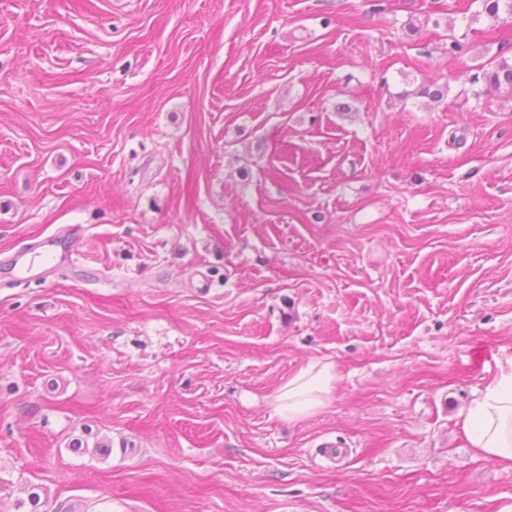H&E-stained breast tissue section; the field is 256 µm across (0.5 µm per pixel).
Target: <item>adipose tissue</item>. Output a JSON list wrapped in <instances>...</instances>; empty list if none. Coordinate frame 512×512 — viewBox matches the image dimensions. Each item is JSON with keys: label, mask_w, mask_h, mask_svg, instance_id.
Instances as JSON below:
<instances>
[{"label": "adipose tissue", "mask_w": 512, "mask_h": 512, "mask_svg": "<svg viewBox=\"0 0 512 512\" xmlns=\"http://www.w3.org/2000/svg\"><path fill=\"white\" fill-rule=\"evenodd\" d=\"M335 378L330 364L310 362L279 389L277 414L297 421L323 408ZM461 426L471 447L512 468V370L501 372L476 392Z\"/></svg>", "instance_id": "1"}]
</instances>
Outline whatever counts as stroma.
Returning a JSON list of instances; mask_svg holds the SVG:
<instances>
[{
	"label": "stroma",
	"instance_id": "stroma-1",
	"mask_svg": "<svg viewBox=\"0 0 512 512\" xmlns=\"http://www.w3.org/2000/svg\"><path fill=\"white\" fill-rule=\"evenodd\" d=\"M481 9L0 0V512H512L460 427L512 369V96L480 70L512 16ZM69 225L73 265L18 278ZM312 361L331 399L288 421ZM59 247H61V252L57 250ZM35 251L49 254L52 257V261H59L63 264H72L73 262L74 253L71 250L63 248L56 240V237L49 236L30 251L17 255L15 258V268L21 275L26 276L32 270L33 260L28 258V255ZM335 379L330 364L310 362L279 389L275 397L277 414L290 421H297L323 408Z\"/></svg>",
	"mask_w": 512,
	"mask_h": 512
}]
</instances>
